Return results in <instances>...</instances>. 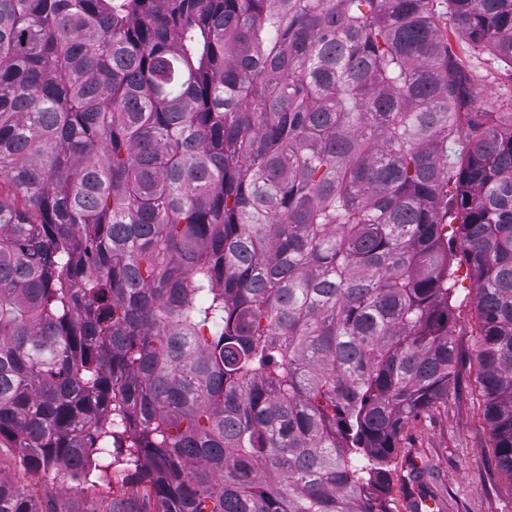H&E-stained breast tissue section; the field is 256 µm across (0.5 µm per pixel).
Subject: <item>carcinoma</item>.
<instances>
[{"mask_svg":"<svg viewBox=\"0 0 512 512\" xmlns=\"http://www.w3.org/2000/svg\"><path fill=\"white\" fill-rule=\"evenodd\" d=\"M435 2L0 0V512L129 465L147 512L440 501L398 452L461 383L457 255L512 476V110ZM448 10L512 64V0ZM438 25L449 39L452 52L467 70L479 94L481 112H502L512 103V67L488 53L473 52L460 44L451 31L453 22L448 13V2L436 0Z\"/></svg>","mask_w":512,"mask_h":512,"instance_id":"carcinoma-1","label":"carcinoma"}]
</instances>
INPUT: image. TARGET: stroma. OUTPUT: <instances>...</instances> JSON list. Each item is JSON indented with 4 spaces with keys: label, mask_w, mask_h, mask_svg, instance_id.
Wrapping results in <instances>:
<instances>
[{
    "label": "stroma",
    "mask_w": 512,
    "mask_h": 512,
    "mask_svg": "<svg viewBox=\"0 0 512 512\" xmlns=\"http://www.w3.org/2000/svg\"><path fill=\"white\" fill-rule=\"evenodd\" d=\"M452 52L469 73L482 111L502 112L512 107V65L466 45L451 42ZM457 303L451 330L464 346H472L477 317L472 305L474 280L471 268L459 264L455 274ZM491 433L470 390L452 388L448 398L406 425L401 437V455L424 454L434 467L444 512H512V477L489 472ZM118 490L80 483L53 473V512H107L111 501L122 502L126 512H144L131 471H117Z\"/></svg>",
    "instance_id": "1"
}]
</instances>
